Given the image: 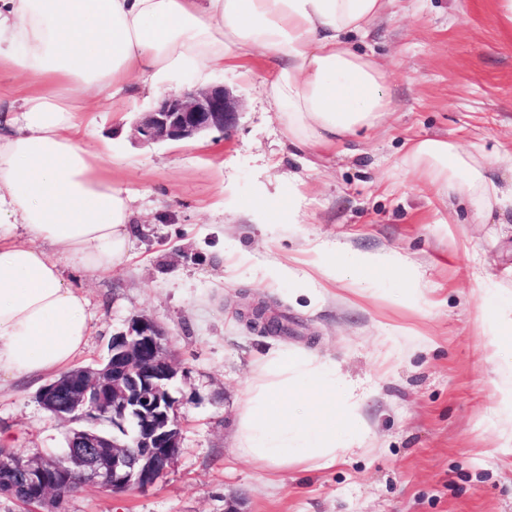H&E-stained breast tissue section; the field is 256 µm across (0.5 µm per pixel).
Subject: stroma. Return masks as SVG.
<instances>
[{
  "label": "stroma",
  "instance_id": "35a3bbf8",
  "mask_svg": "<svg viewBox=\"0 0 512 512\" xmlns=\"http://www.w3.org/2000/svg\"><path fill=\"white\" fill-rule=\"evenodd\" d=\"M499 0H394L363 41L389 65L393 110L355 153L293 150L262 93L215 73L238 102L236 125L144 144L132 135L157 95L129 111L102 102L88 141L106 139L112 173L135 196L128 261L101 274L66 270L89 301L78 367L98 366L136 317L156 320L178 364L170 391L181 448L154 487L82 485L65 512H512V412L498 408L512 334L494 335L483 287L512 294V210L446 205L397 169L409 140L436 137L496 153L512 142V25ZM303 177L304 200L293 194ZM306 217L293 223L289 206ZM315 244L395 254L399 267L329 285L323 304L293 297ZM246 253L244 264L227 260ZM418 273L405 288L402 266ZM481 266L484 283L474 281ZM262 303L288 319L270 336L239 317ZM333 360L360 401L364 436L334 467L269 473L233 451L246 382L273 345ZM46 378L0 382V440L23 456L61 451L74 422L39 402Z\"/></svg>",
  "mask_w": 512,
  "mask_h": 512
}]
</instances>
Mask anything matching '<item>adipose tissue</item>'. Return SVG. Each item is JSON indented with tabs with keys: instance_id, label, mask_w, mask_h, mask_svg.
<instances>
[{
	"instance_id": "obj_1",
	"label": "adipose tissue",
	"mask_w": 512,
	"mask_h": 512,
	"mask_svg": "<svg viewBox=\"0 0 512 512\" xmlns=\"http://www.w3.org/2000/svg\"><path fill=\"white\" fill-rule=\"evenodd\" d=\"M392 0H0V74L27 94L0 113V379L66 370L90 334L88 300L65 268L112 271L125 263L134 209L114 181L106 141L84 139L75 97L129 103L179 74L203 85L216 70L272 78L268 104L296 148L331 150L378 127L392 110L384 64L353 44ZM399 166L445 198L512 208V148L495 157L456 142L410 141ZM381 254L337 251V273L382 271ZM335 362L271 350L249 379L237 449L258 468L334 466L363 425L343 404Z\"/></svg>"
}]
</instances>
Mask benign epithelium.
I'll use <instances>...</instances> for the list:
<instances>
[{
  "instance_id": "benign-epithelium-1",
  "label": "benign epithelium",
  "mask_w": 512,
  "mask_h": 512,
  "mask_svg": "<svg viewBox=\"0 0 512 512\" xmlns=\"http://www.w3.org/2000/svg\"><path fill=\"white\" fill-rule=\"evenodd\" d=\"M237 113L222 85L184 88L164 94L143 113L133 135L146 144L193 139L232 127ZM274 320L256 308L249 324L268 333ZM111 347L104 364L73 369L42 388L41 403L52 415L68 419L78 411L110 417L112 437L74 430L62 455L29 458L27 482L40 495L53 492L58 473L75 451L80 455L78 483L111 493L154 486L177 458L181 421L170 386L178 371L162 327L136 318L126 332L112 337Z\"/></svg>"
}]
</instances>
